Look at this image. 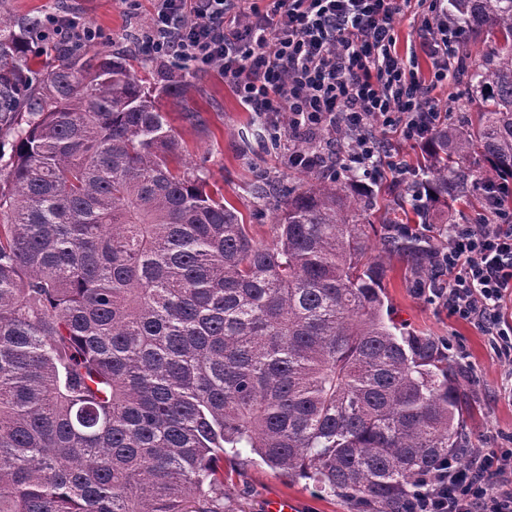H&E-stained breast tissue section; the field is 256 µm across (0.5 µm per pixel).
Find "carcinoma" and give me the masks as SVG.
<instances>
[{
    "instance_id": "1",
    "label": "carcinoma",
    "mask_w": 512,
    "mask_h": 512,
    "mask_svg": "<svg viewBox=\"0 0 512 512\" xmlns=\"http://www.w3.org/2000/svg\"><path fill=\"white\" fill-rule=\"evenodd\" d=\"M485 99L476 126L428 140L413 209L512 179V0H449ZM44 20H0V512H224V453L247 448L365 512H401L450 457L470 463L462 371L438 336L385 320L386 259L432 271L436 250L390 231L371 256L373 193L355 177L275 197L274 243L175 170L182 142L112 53L55 47ZM496 51L472 60L470 37Z\"/></svg>"
}]
</instances>
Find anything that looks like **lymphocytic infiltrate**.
<instances>
[{"instance_id":"1","label":"lymphocytic infiltrate","mask_w":512,"mask_h":512,"mask_svg":"<svg viewBox=\"0 0 512 512\" xmlns=\"http://www.w3.org/2000/svg\"><path fill=\"white\" fill-rule=\"evenodd\" d=\"M417 4L425 9L427 77L397 48L399 0H270L264 9L257 0H154L145 44L153 60L219 65L273 141H295L289 168L402 177L404 160L377 131L390 128L414 143L441 126L431 94L448 83L459 36L448 28L444 0ZM435 261L449 279L434 299L512 360V324L500 319L512 294V211L492 204L476 223L449 225ZM409 512H512V448L477 455L470 467L442 464Z\"/></svg>"}]
</instances>
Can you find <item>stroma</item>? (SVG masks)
Instances as JSON below:
<instances>
[{"instance_id":"stroma-1","label":"stroma","mask_w":512,"mask_h":512,"mask_svg":"<svg viewBox=\"0 0 512 512\" xmlns=\"http://www.w3.org/2000/svg\"><path fill=\"white\" fill-rule=\"evenodd\" d=\"M151 0H0V18L14 20L27 15H72L99 32L87 44L90 52L126 55L132 72L153 89L185 82L180 99H163L168 120L184 144L178 163L202 170L210 191L223 194L252 226L257 240L272 242L274 211L258 206L253 186L259 176L287 184L300 182L304 173L284 167L280 161L288 139L272 145L260 119L240 105L232 85L215 66L188 60L149 62L138 36L150 21ZM435 102L445 122L459 123L474 117L482 99L473 95L465 74L454 73L447 87L435 90ZM198 112L201 124H190L185 110ZM482 202L450 207L444 224H419L415 230L429 238L436 249L448 245V227L479 219ZM383 281L385 303L395 322L407 329L445 339L449 353L463 351L462 387L475 407L468 422L472 445L494 448L512 437V362L501 358L491 340L473 325L451 317L446 307L433 302L428 291L418 290L402 259L391 258ZM276 496L301 501L303 512H355L346 500L326 494L313 482L291 479L273 471L249 451L224 458V508L226 512H266L265 504Z\"/></svg>"}]
</instances>
